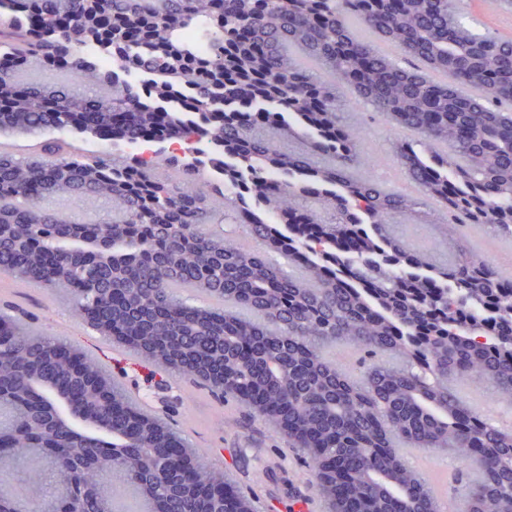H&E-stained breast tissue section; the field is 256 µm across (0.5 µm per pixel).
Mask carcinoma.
Wrapping results in <instances>:
<instances>
[{
  "label": "carcinoma",
  "instance_id": "obj_1",
  "mask_svg": "<svg viewBox=\"0 0 512 512\" xmlns=\"http://www.w3.org/2000/svg\"><path fill=\"white\" fill-rule=\"evenodd\" d=\"M0 134L43 137L42 158L0 154V276L37 284L174 378L245 402L313 464L327 512H440L401 446L468 461L466 512H512V430L474 411L459 378L512 404V280L470 253L447 267L393 236L397 216L443 206L448 237L481 224L512 239V38L463 22L457 0H0ZM357 22L406 65L356 35ZM209 29L198 56L182 29ZM85 41L166 76L152 98L78 54ZM66 62L81 91L24 85L17 71ZM330 79L325 80L320 71ZM194 90L198 127L173 99ZM347 87L413 141L393 150L417 196L355 180L363 140L343 120ZM275 130L266 137L265 128ZM205 137L224 182L178 158L170 174L134 155L87 161L54 134ZM273 169L278 180L264 176ZM246 224L261 248L243 250ZM288 255L299 270L271 259ZM205 300L198 304L184 293ZM364 355L359 374L326 356ZM112 440L78 438L54 413L61 388ZM0 512H253L171 421L149 411L77 345L0 311Z\"/></svg>",
  "mask_w": 512,
  "mask_h": 512
}]
</instances>
